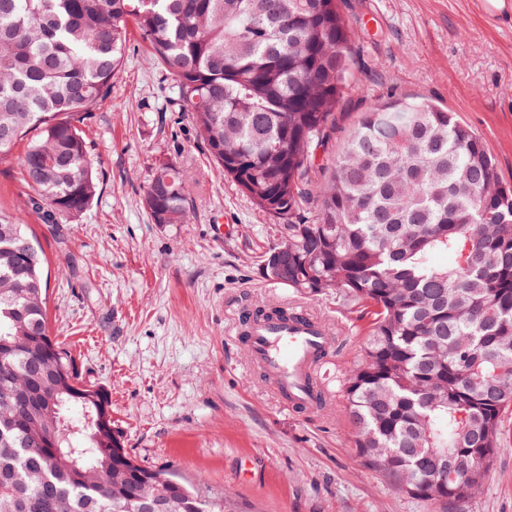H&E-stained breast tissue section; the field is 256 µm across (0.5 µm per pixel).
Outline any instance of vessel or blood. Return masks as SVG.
Instances as JSON below:
<instances>
[{"label":"vessel or blood","instance_id":"obj_1","mask_svg":"<svg viewBox=\"0 0 512 512\" xmlns=\"http://www.w3.org/2000/svg\"><path fill=\"white\" fill-rule=\"evenodd\" d=\"M243 346L252 366L268 381L282 405L315 412L326 394L314 372L334 353L327 324L305 310L280 315L242 311Z\"/></svg>","mask_w":512,"mask_h":512}]
</instances>
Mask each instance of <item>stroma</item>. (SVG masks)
I'll use <instances>...</instances> for the list:
<instances>
[{"mask_svg": "<svg viewBox=\"0 0 512 512\" xmlns=\"http://www.w3.org/2000/svg\"><path fill=\"white\" fill-rule=\"evenodd\" d=\"M356 33L352 77L329 144L389 97H429L477 133L512 184V14L479 0H343ZM99 180L91 207L55 224L29 204L20 157L0 160V216L28 224L44 259L51 336L87 385L103 388L112 427L142 466L163 469L227 512H512V407L479 490L422 501L358 456L343 379L370 318L328 292L299 293L262 277L279 243L260 211L209 158L173 76L128 43L112 91L82 127ZM177 164L192 207L187 223H153L143 205L153 168ZM298 306L325 321L336 351L317 376L325 404L285 409L241 343L243 309Z\"/></svg>", "mask_w": 512, "mask_h": 512, "instance_id": "1", "label": "stroma"}]
</instances>
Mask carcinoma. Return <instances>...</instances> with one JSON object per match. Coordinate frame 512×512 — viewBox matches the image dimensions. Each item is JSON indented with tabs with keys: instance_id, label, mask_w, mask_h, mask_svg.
<instances>
[{
	"instance_id": "cac0c4a2",
	"label": "carcinoma",
	"mask_w": 512,
	"mask_h": 512,
	"mask_svg": "<svg viewBox=\"0 0 512 512\" xmlns=\"http://www.w3.org/2000/svg\"><path fill=\"white\" fill-rule=\"evenodd\" d=\"M342 0H0V158L46 220L89 209L99 181L80 124L112 89L130 34L175 78L198 137L283 239L264 278L348 296L370 315L344 382L359 454L405 495L470 497L512 403V186L483 139L426 98L363 113L326 150L356 89ZM143 203L156 224L190 210L182 171L158 164ZM43 259L0 217V512H224L144 467L49 334ZM104 406L101 423L94 402ZM175 481L168 498L156 486Z\"/></svg>"
}]
</instances>
